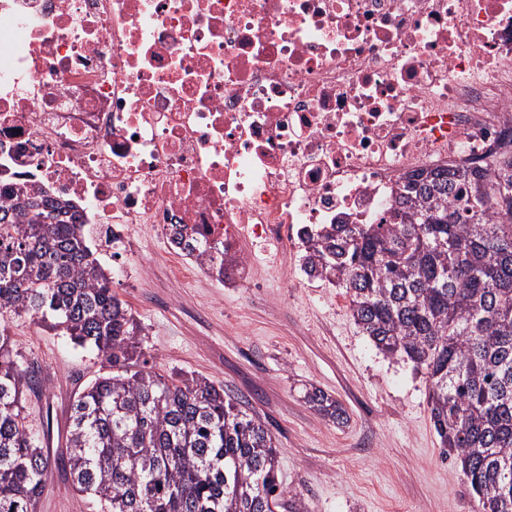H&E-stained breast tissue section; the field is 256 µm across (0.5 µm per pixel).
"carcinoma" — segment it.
<instances>
[{"mask_svg":"<svg viewBox=\"0 0 512 512\" xmlns=\"http://www.w3.org/2000/svg\"><path fill=\"white\" fill-rule=\"evenodd\" d=\"M398 198L381 224L308 234L307 269L345 289L380 352L426 371L442 455L475 512H512V154L411 175ZM73 211L41 186L0 194V512H36L47 476L23 415L35 374L7 325L22 315L110 365L78 394L66 444L74 488L102 512H305L282 502L278 449L244 403L204 377L132 369L140 326ZM304 398L346 416L317 388Z\"/></svg>","mask_w":512,"mask_h":512,"instance_id":"obj_1","label":"carcinoma"}]
</instances>
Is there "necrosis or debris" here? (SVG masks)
Instances as JSON below:
<instances>
[{
	"label": "necrosis or debris",
	"instance_id": "1",
	"mask_svg": "<svg viewBox=\"0 0 512 512\" xmlns=\"http://www.w3.org/2000/svg\"><path fill=\"white\" fill-rule=\"evenodd\" d=\"M512 152V0H0V183L228 288L416 169ZM250 241L251 251L241 249Z\"/></svg>",
	"mask_w": 512,
	"mask_h": 512
}]
</instances>
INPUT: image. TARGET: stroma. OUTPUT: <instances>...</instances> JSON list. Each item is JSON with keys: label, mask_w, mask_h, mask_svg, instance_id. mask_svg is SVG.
Returning a JSON list of instances; mask_svg holds the SVG:
<instances>
[{"label": "stroma", "mask_w": 512, "mask_h": 512, "mask_svg": "<svg viewBox=\"0 0 512 512\" xmlns=\"http://www.w3.org/2000/svg\"><path fill=\"white\" fill-rule=\"evenodd\" d=\"M132 233L127 264L148 274L111 287L143 328L141 361L208 378L244 402L271 432L279 477L307 512H473L458 467L441 453L423 369L374 346L344 289L301 280L291 255L258 258L259 298L187 268L175 280L176 262L150 225ZM8 327L38 376L23 402L49 458L36 512H99L72 487L65 438L76 395L107 363L30 317ZM311 388L339 400L346 421L320 418L303 399Z\"/></svg>", "instance_id": "35a3bbf8"}]
</instances>
